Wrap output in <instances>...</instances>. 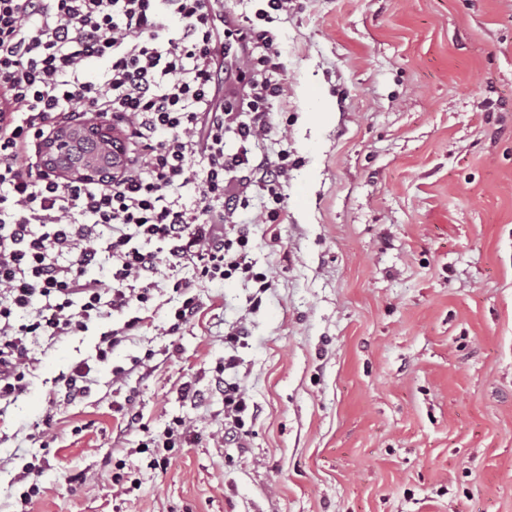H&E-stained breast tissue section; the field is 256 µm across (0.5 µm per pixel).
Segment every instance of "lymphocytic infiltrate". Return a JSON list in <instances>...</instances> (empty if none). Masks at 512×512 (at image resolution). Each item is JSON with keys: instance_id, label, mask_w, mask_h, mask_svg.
Here are the masks:
<instances>
[{"instance_id": "1", "label": "lymphocytic infiltrate", "mask_w": 512, "mask_h": 512, "mask_svg": "<svg viewBox=\"0 0 512 512\" xmlns=\"http://www.w3.org/2000/svg\"><path fill=\"white\" fill-rule=\"evenodd\" d=\"M223 11V0H0V402L25 392L32 339L148 303L161 269L253 278L247 236L227 239L222 225L251 190L272 198L268 223L285 219L288 153L255 150L283 92L279 49L240 18L218 24ZM97 60L103 78L85 79ZM92 112L125 135L120 172L72 181L22 167L61 116ZM193 180L201 189L188 202ZM105 260L116 282L107 299L88 275ZM37 298L38 314L16 324Z\"/></svg>"}]
</instances>
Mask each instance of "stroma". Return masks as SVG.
I'll return each instance as SVG.
<instances>
[{"label":"stroma","mask_w":512,"mask_h":512,"mask_svg":"<svg viewBox=\"0 0 512 512\" xmlns=\"http://www.w3.org/2000/svg\"><path fill=\"white\" fill-rule=\"evenodd\" d=\"M257 26L286 218L252 192L232 222L265 282L164 270L148 309L38 338L0 414V512L33 483L29 512H512V0H290ZM178 279L199 312L175 330ZM219 376L248 405L231 445ZM141 320L140 317H136L125 322L121 329L104 332L100 337L97 358L100 361L106 360L108 355L112 354V348L119 345L127 336L133 335L130 332L138 328ZM88 371L77 368L71 374L62 376L61 382H63L62 389L64 390V400L69 401L75 399L86 391L87 385L83 384L87 382Z\"/></svg>","instance_id":"stroma-1"}]
</instances>
